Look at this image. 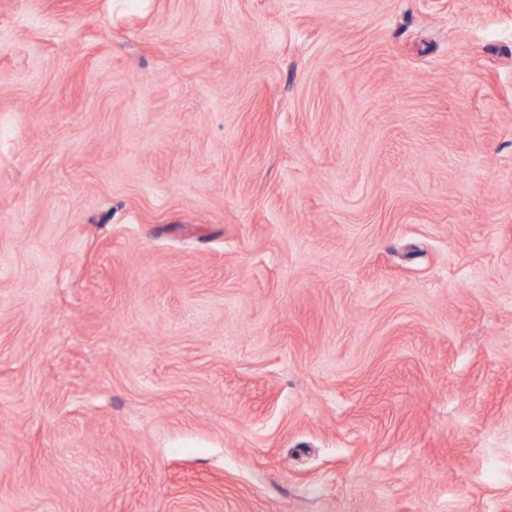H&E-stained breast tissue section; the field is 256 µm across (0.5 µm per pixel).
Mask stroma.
I'll list each match as a JSON object with an SVG mask.
<instances>
[{
	"mask_svg": "<svg viewBox=\"0 0 512 512\" xmlns=\"http://www.w3.org/2000/svg\"><path fill=\"white\" fill-rule=\"evenodd\" d=\"M0 512H512V0H0Z\"/></svg>",
	"mask_w": 512,
	"mask_h": 512,
	"instance_id": "stroma-1",
	"label": "stroma"
}]
</instances>
